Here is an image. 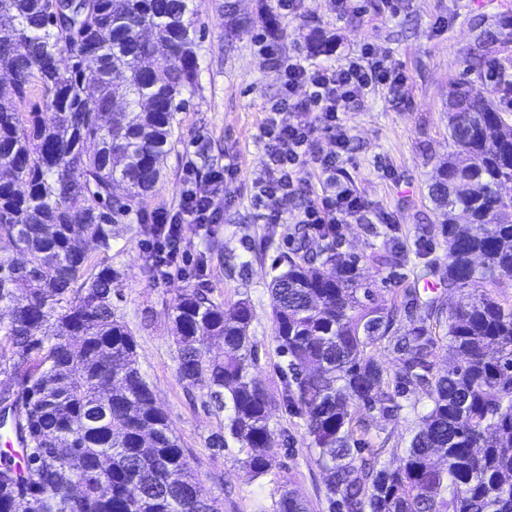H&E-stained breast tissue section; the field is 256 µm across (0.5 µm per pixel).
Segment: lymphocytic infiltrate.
Masks as SVG:
<instances>
[{
    "mask_svg": "<svg viewBox=\"0 0 512 512\" xmlns=\"http://www.w3.org/2000/svg\"><path fill=\"white\" fill-rule=\"evenodd\" d=\"M283 70L281 101L264 125V175L258 188L259 199L267 210L265 219L270 224L283 221V204L300 180L305 149L312 142L314 130H322L336 144V153L313 157L322 174L335 180L339 174V153L347 144L344 114L358 108L373 89L382 87L394 94L404 82L398 67L368 48L339 65L308 68L291 59L284 62ZM235 174L233 166H225L223 177L211 181L208 191H188L176 211L153 214L148 247L155 268H168L176 263L184 225L212 223L211 196ZM362 210L363 204L353 189L341 186L308 205L300 221L312 225L347 224Z\"/></svg>",
    "mask_w": 512,
    "mask_h": 512,
    "instance_id": "lymphocytic-infiltrate-1",
    "label": "lymphocytic infiltrate"
}]
</instances>
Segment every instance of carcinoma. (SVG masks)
Here are the masks:
<instances>
[{
	"instance_id": "obj_1",
	"label": "carcinoma",
	"mask_w": 512,
	"mask_h": 512,
	"mask_svg": "<svg viewBox=\"0 0 512 512\" xmlns=\"http://www.w3.org/2000/svg\"><path fill=\"white\" fill-rule=\"evenodd\" d=\"M62 2L0 0V71L14 77L0 85V240L25 256L0 254V304L15 309L0 321V372L20 386L14 434L26 448L21 469L0 466V512H222L219 499L195 496L196 473L141 374L113 309L118 273L78 246L110 250L115 217L161 176L181 95L197 78L194 9L73 0L64 24ZM466 62L485 94L451 85L457 151L431 186L442 221L425 229L444 238L450 289L512 278V196L499 192L512 183V15ZM35 78L42 105L21 112ZM315 232L320 252L300 242L271 284L279 394L253 375L248 302L227 307L194 289L172 305L178 377L224 417L212 446L233 444L252 476L267 473L270 414L282 403L304 421L331 512H512V305L486 293L445 313L416 295L405 324L397 303L373 305L358 259L336 251V225ZM436 326L459 359L446 374L435 371ZM212 338L217 354L204 348ZM383 343L391 373L374 355ZM419 390L430 403L389 469L380 457L390 436L368 439L362 414L398 417ZM274 512L308 505L288 488Z\"/></svg>"
}]
</instances>
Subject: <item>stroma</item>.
Segmentation results:
<instances>
[{"label": "stroma", "mask_w": 512, "mask_h": 512, "mask_svg": "<svg viewBox=\"0 0 512 512\" xmlns=\"http://www.w3.org/2000/svg\"><path fill=\"white\" fill-rule=\"evenodd\" d=\"M198 78L185 91L186 107L176 116L170 154L155 187L123 216L130 232L113 238L112 249L95 243L85 249L98 264L119 274L120 297L113 305L133 333L140 371L165 412L204 492L223 502V512H272L283 488L307 501L310 512H329L321 492L322 475L312 459L302 420L280 406L271 414L276 464L260 477L243 465L240 449L214 448L210 440L220 421L203 405L205 392L178 378L169 314L184 289L205 287L213 300L232 305L248 301L255 313L251 334L261 361L254 374L271 392L280 381L273 340L269 284L273 262L293 246L295 216L324 189L322 175L305 166L298 193L288 202V223L269 228L255 199L262 173V126L277 103L282 75L275 59L301 58L311 65L342 63L362 45L388 55L405 82L398 95L372 91L365 104L346 113L348 148L341 166L364 204L360 219L341 225L337 250L358 260L376 306L405 301L409 290L435 298L450 310L473 295V288L441 287L445 275L442 237L424 239L425 224L442 217L429 196L439 160L454 146L448 137V84H482L467 72L466 56L481 30L495 16L512 14V0H301L300 7L277 10L274 0H194ZM278 11L279 29L264 15ZM209 147V161L198 166L196 142ZM238 173L213 200L214 221L187 225L178 269L153 272L138 225L154 212L176 211L191 181L208 180L222 165ZM403 250L395 267L376 262L384 244ZM415 416L403 411L390 419L366 416L371 434H391V452L382 463H397L392 451L404 447Z\"/></svg>", "instance_id": "35a3bbf8"}]
</instances>
